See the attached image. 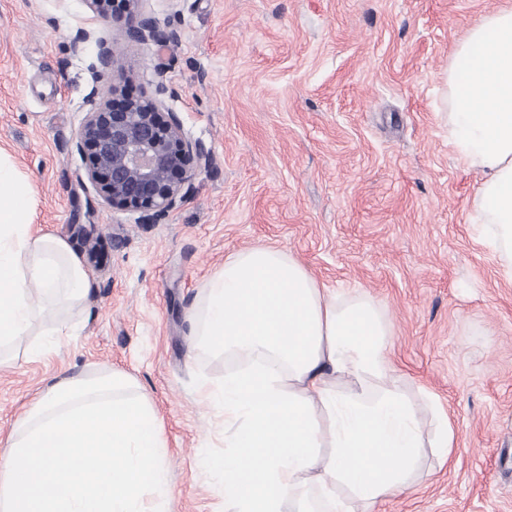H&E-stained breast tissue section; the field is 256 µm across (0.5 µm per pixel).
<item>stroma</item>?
<instances>
[{"label":"stroma","instance_id":"stroma-1","mask_svg":"<svg viewBox=\"0 0 512 512\" xmlns=\"http://www.w3.org/2000/svg\"><path fill=\"white\" fill-rule=\"evenodd\" d=\"M512 0H141L177 42L131 40L92 22L85 0H0V147L32 185L36 230L83 248L97 227L86 306L47 357L0 367V448L52 378L109 365L136 377L162 418L169 512H225L205 454L224 425L196 395L224 357H192L187 313L225 258L282 249L337 294L365 293L391 331L394 376L431 394L457 431L449 458L425 448L412 489L379 512H512V282L470 222L478 176L448 140V62L477 20ZM110 39V79L96 47ZM176 91L204 155L188 198L149 223L80 184L75 143L91 89ZM420 414L433 418L428 408ZM95 36V31L93 29L80 28L77 30L74 43L83 44L87 43L94 39V43L97 49L96 52V63L94 65L95 72L98 75V79H103L105 76H108L113 69L114 65V56L112 51V45L109 40L103 36Z\"/></svg>","mask_w":512,"mask_h":512}]
</instances>
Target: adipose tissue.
I'll use <instances>...</instances> for the list:
<instances>
[{
  "label": "adipose tissue",
  "instance_id": "adipose-tissue-1",
  "mask_svg": "<svg viewBox=\"0 0 512 512\" xmlns=\"http://www.w3.org/2000/svg\"><path fill=\"white\" fill-rule=\"evenodd\" d=\"M448 139L480 176L470 217L512 280V9L482 17L448 66ZM31 185L0 148V364L35 325L63 334L90 288L68 243L31 229ZM195 349L238 364L199 400L224 419L204 466L227 512H372L408 490L425 423L393 376L388 326L361 297L338 298L293 257L259 245L227 256L188 313Z\"/></svg>",
  "mask_w": 512,
  "mask_h": 512
}]
</instances>
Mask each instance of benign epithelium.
Returning a JSON list of instances; mask_svg holds the SVG:
<instances>
[{"instance_id":"1","label":"benign epithelium","mask_w":512,"mask_h":512,"mask_svg":"<svg viewBox=\"0 0 512 512\" xmlns=\"http://www.w3.org/2000/svg\"><path fill=\"white\" fill-rule=\"evenodd\" d=\"M95 17L125 19L131 39L147 43L175 42L177 31L165 30L158 18L138 12L139 0H86ZM94 41L98 78L112 72V45L92 29L77 30L74 43ZM168 86L160 81L148 97L113 104L93 88L86 98L88 111L79 133L77 150L89 165L87 182L102 200L117 211H140L152 221L168 215L193 189L204 157L199 145L182 133L176 113L160 118L159 108Z\"/></svg>"}]
</instances>
